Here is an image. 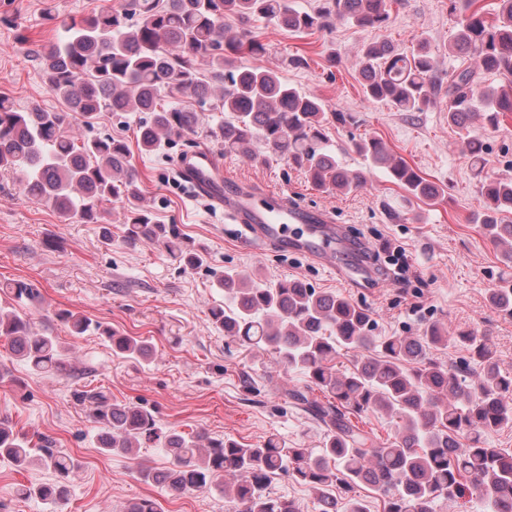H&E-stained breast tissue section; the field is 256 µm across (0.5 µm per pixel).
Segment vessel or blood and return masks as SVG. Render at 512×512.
I'll return each instance as SVG.
<instances>
[{
	"label": "vessel or blood",
	"mask_w": 512,
	"mask_h": 512,
	"mask_svg": "<svg viewBox=\"0 0 512 512\" xmlns=\"http://www.w3.org/2000/svg\"><path fill=\"white\" fill-rule=\"evenodd\" d=\"M178 168L193 190L221 205L239 226L248 248L275 247L307 254L329 264L353 287L371 280L367 269L351 261L352 244L341 225L321 210H308L283 196L225 179L218 158L207 149L182 156Z\"/></svg>",
	"instance_id": "vessel-or-blood-1"
}]
</instances>
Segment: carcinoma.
<instances>
[{"mask_svg":"<svg viewBox=\"0 0 512 512\" xmlns=\"http://www.w3.org/2000/svg\"><path fill=\"white\" fill-rule=\"evenodd\" d=\"M476 0H451L457 13L448 56L466 57L467 67L438 74L426 43L411 54L386 42L359 49V77L365 96L389 101L402 112H422L436 103L448 85V122L469 128L483 113L490 127L512 112V0H497L496 17L487 20ZM278 22L291 32L313 33L345 21L361 28L384 27L388 0H319L310 11L289 0H126L122 10H99L64 25L65 36L43 48L39 64L48 90L69 104V111L40 107L20 111L0 97V174L13 175L19 190L80 224H97L102 204L122 201L126 245H152L189 267L204 264V254L190 246L177 225L164 224L138 205L139 173L124 140L110 134L86 136L102 112H145L137 130L140 154L151 155L163 141L214 142L243 160L266 164L285 160L321 191L349 194L365 188L373 170L417 199L436 201L444 190L395 157L376 138L354 142L365 166L349 169L336 158L325 134L329 118H352L332 112L321 98L285 82L279 73L241 60L259 57L265 44L247 25L256 19ZM236 21V29L231 22ZM504 75L507 82L483 84L481 76ZM216 101L224 119L200 122L189 106ZM483 225L490 240L503 246L512 264V179L481 180ZM224 305L210 310L224 335L257 352L268 353L288 373L307 378L323 398L298 389L289 396L327 428L322 448L313 453L272 436L248 447L233 439L204 433L188 436L158 428L146 409L109 402L101 391H82L89 404L103 452L132 456L142 441L160 445L168 459L164 470L143 467L146 482L173 492L212 487L231 493L237 512H300L295 501L266 494L272 477L286 474L317 497L320 512H369L359 498L343 501L336 489L370 485L386 504L385 512H436L441 500L466 498L475 512H512V450L492 448L487 434L512 423V375L501 372L497 352L474 331L454 340L477 360L455 369L426 357L432 346L448 342V332L430 326L416 337L371 335V313L348 298L320 292L300 280L274 286L260 284L236 270L218 278ZM0 288L19 302L40 298L37 286L16 280ZM491 303L512 316V287L492 289ZM58 317L74 335L91 326L71 311ZM112 353L148 360L152 347L96 325ZM0 337L31 370L59 375L71 368L76 351L52 334L35 333L26 313L0 308ZM356 356L340 370L336 358ZM382 410L397 419L398 433L379 442L353 424L350 416ZM57 480L32 483L25 494L57 506L65 498V481L78 469L70 455L47 442L38 447L0 419V459L20 470L32 463L33 451Z\"/></svg>","mask_w":512,"mask_h":512,"instance_id":"obj_1","label":"carcinoma"}]
</instances>
